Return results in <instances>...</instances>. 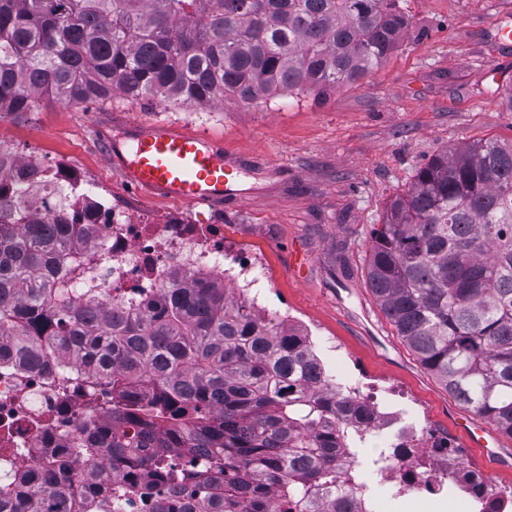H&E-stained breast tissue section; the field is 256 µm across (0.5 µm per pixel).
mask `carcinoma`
<instances>
[{"label": "carcinoma", "mask_w": 512, "mask_h": 512, "mask_svg": "<svg viewBox=\"0 0 512 512\" xmlns=\"http://www.w3.org/2000/svg\"><path fill=\"white\" fill-rule=\"evenodd\" d=\"M406 28L398 0H0V119L113 91L202 107L322 94ZM91 242L0 195V367H84L113 393L46 468L18 472L0 448V512H126L145 470L162 486L151 512H315L361 434L308 335L217 278L102 304L75 287ZM367 284L448 393L512 437V141L434 156L372 232ZM182 446L187 461L166 453Z\"/></svg>", "instance_id": "1"}]
</instances>
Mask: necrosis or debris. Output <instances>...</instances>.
Listing matches in <instances>:
<instances>
[{
    "instance_id": "necrosis-or-debris-1",
    "label": "necrosis or debris",
    "mask_w": 512,
    "mask_h": 512,
    "mask_svg": "<svg viewBox=\"0 0 512 512\" xmlns=\"http://www.w3.org/2000/svg\"><path fill=\"white\" fill-rule=\"evenodd\" d=\"M0 153L13 157L14 174L52 175L58 185L72 188L74 221L92 225L93 243L86 248L88 264L77 285L101 293L154 295L175 276L216 277L229 283L236 296L260 306L262 264L259 256L244 253L224 241L219 224H185L154 218L141 211L103 199L98 188L78 172L44 163L40 157L18 153L1 144ZM353 411L352 427L364 442L383 440L391 448H412L422 460L381 462L364 479L360 491L349 493L354 512H383L388 502H419L422 512H437L451 473L462 471L459 459L448 454L447 439L421 419L406 422L402 410H390L376 390L348 373L335 377ZM112 401L106 385L83 387L62 394L55 370L23 372L0 367V448L14 449V464L28 470L44 467L49 443L70 440L102 416Z\"/></svg>"
}]
</instances>
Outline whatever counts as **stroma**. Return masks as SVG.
Here are the masks:
<instances>
[{
    "mask_svg": "<svg viewBox=\"0 0 512 512\" xmlns=\"http://www.w3.org/2000/svg\"><path fill=\"white\" fill-rule=\"evenodd\" d=\"M409 18L392 53L370 74L322 96L281 94L258 105L233 97L201 109L120 94L80 104L40 102L0 120V139L47 161L83 169L114 199L191 224H220L225 239L263 259L262 303L305 328L326 368L350 370L408 394L417 412L495 484L512 486V438L487 436L496 456L469 447L460 425L481 418L419 363L366 281L371 232L393 199L439 152L480 140H512V69L494 23L512 26V0H400ZM170 123L243 158L238 206L187 204L136 190L108 158L126 128ZM336 343L346 360L326 351Z\"/></svg>",
    "mask_w": 512,
    "mask_h": 512,
    "instance_id": "35a3bbf8",
    "label": "stroma"
}]
</instances>
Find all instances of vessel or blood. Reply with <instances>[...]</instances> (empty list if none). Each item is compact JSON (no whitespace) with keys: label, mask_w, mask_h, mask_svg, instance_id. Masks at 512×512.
Segmentation results:
<instances>
[{"label":"vessel or blood","mask_w":512,"mask_h":512,"mask_svg":"<svg viewBox=\"0 0 512 512\" xmlns=\"http://www.w3.org/2000/svg\"><path fill=\"white\" fill-rule=\"evenodd\" d=\"M131 135L132 152L118 156L127 184L189 204L235 205L243 200L234 178L241 161L206 138L171 125L135 126Z\"/></svg>","instance_id":"1"}]
</instances>
